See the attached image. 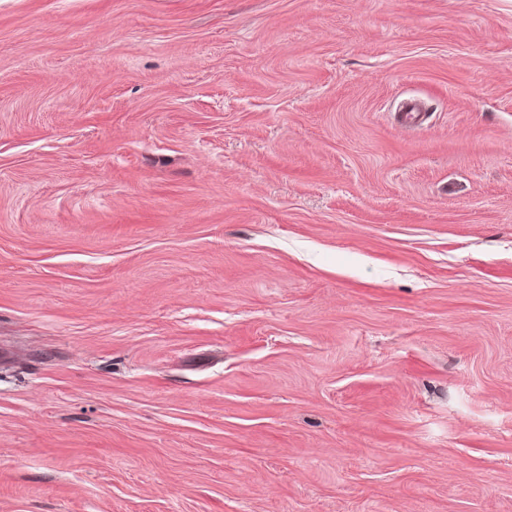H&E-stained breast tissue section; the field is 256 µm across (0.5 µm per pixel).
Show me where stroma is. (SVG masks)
<instances>
[{
  "instance_id": "stroma-1",
  "label": "stroma",
  "mask_w": 512,
  "mask_h": 512,
  "mask_svg": "<svg viewBox=\"0 0 512 512\" xmlns=\"http://www.w3.org/2000/svg\"><path fill=\"white\" fill-rule=\"evenodd\" d=\"M0 512H512V0H0Z\"/></svg>"
}]
</instances>
